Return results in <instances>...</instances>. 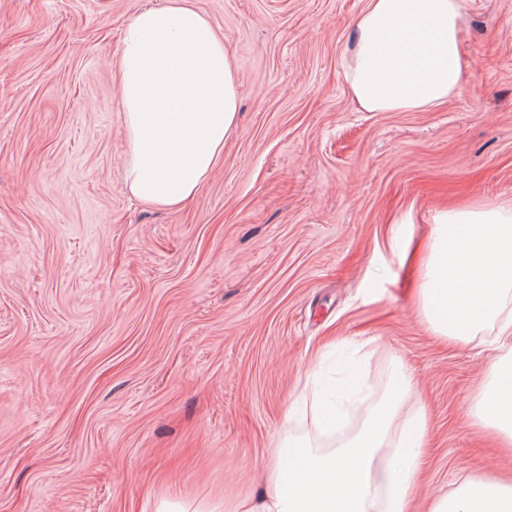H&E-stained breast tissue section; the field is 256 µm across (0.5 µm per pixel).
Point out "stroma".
Listing matches in <instances>:
<instances>
[{
  "label": "stroma",
  "mask_w": 512,
  "mask_h": 512,
  "mask_svg": "<svg viewBox=\"0 0 512 512\" xmlns=\"http://www.w3.org/2000/svg\"><path fill=\"white\" fill-rule=\"evenodd\" d=\"M169 0H0V512H154L258 496L286 436L333 445L321 375L431 416L420 507L512 454L467 425L488 347L442 342L412 299L439 207L512 197V0H466L448 104L366 112L345 79L364 0H191L239 73L238 129L195 198L125 184L116 64Z\"/></svg>",
  "instance_id": "35a3bbf8"
}]
</instances>
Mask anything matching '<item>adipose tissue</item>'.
<instances>
[{"instance_id":"obj_1","label":"adipose tissue","mask_w":512,"mask_h":512,"mask_svg":"<svg viewBox=\"0 0 512 512\" xmlns=\"http://www.w3.org/2000/svg\"><path fill=\"white\" fill-rule=\"evenodd\" d=\"M465 0H365L347 63L353 99L367 112L438 107L465 84ZM127 140L126 183L144 204L193 198L237 130L238 74L209 19L186 0L143 10L128 23L118 60ZM417 254L415 303L432 332L454 344L499 346L469 419L512 447V197L437 210ZM358 389L311 393L323 452L298 437L277 448L266 489L229 512H412L428 446L427 408L401 366L344 433ZM427 512H512V479L467 478L432 497Z\"/></svg>"}]
</instances>
